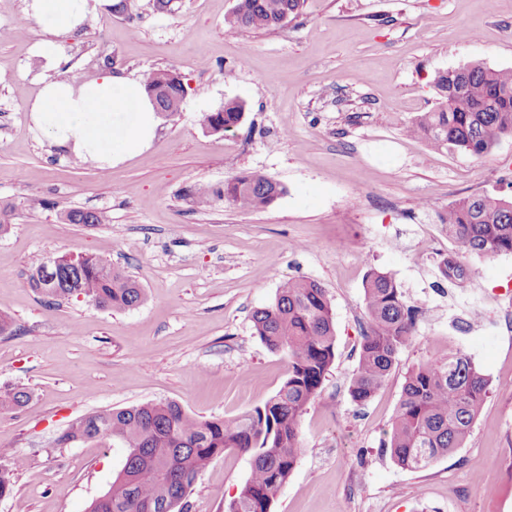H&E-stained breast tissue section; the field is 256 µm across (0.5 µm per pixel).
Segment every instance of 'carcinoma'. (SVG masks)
<instances>
[{
  "mask_svg": "<svg viewBox=\"0 0 512 512\" xmlns=\"http://www.w3.org/2000/svg\"><path fill=\"white\" fill-rule=\"evenodd\" d=\"M305 0H239L232 29L269 30L297 16ZM148 97L169 108L182 103L185 88L164 69L145 74ZM435 105L407 126L408 134L451 153L482 158L504 138H512V69L473 63L438 71L432 78ZM243 104L228 100L203 114L211 132H229L241 123ZM284 188L258 172H242L224 188L198 185L189 194L224 201L245 211L263 210ZM451 243L437 264L438 275L463 283L473 274L471 260L512 254V198L467 196L437 214ZM101 216L73 209L68 224L93 225ZM56 266L32 268L27 287L50 301L83 296L106 310L141 306V285L122 269L93 255L56 257ZM367 327L361 334L349 395L365 404L385 384L402 348L415 336L418 307L410 304L395 277L372 269L363 284ZM253 335L272 352L288 355V377L263 404L234 418L198 419L178 403L148 402L91 412L57 439L60 445L86 441L119 442L125 461L108 490L88 512H181L201 471L227 450L249 455L250 473L224 512H271L303 449L299 425L318 395L336 358V334L326 288L311 279H290L274 302L253 311ZM492 385L467 355L457 351L444 362H427L408 371L396 414L387 432L393 461L423 470L463 447ZM31 393L21 386L0 389V411L26 407Z\"/></svg>",
  "mask_w": 512,
  "mask_h": 512,
  "instance_id": "carcinoma-1",
  "label": "carcinoma"
}]
</instances>
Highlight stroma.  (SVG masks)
I'll list each match as a JSON object with an SVG mask.
<instances>
[{
	"instance_id": "stroma-1",
	"label": "stroma",
	"mask_w": 512,
	"mask_h": 512,
	"mask_svg": "<svg viewBox=\"0 0 512 512\" xmlns=\"http://www.w3.org/2000/svg\"><path fill=\"white\" fill-rule=\"evenodd\" d=\"M238 0H129L97 7L65 37L60 64L38 58L25 0H0V387L33 394L0 412V448L13 490L0 512H87L122 468L119 445L57 444L95 410L173 401L201 418L261 405L288 376V359L252 334L251 314L285 280L326 288L336 360L303 415V452L272 512H512V255L474 260L461 284L442 280L435 222L449 202L512 197V139L474 158L434 149L407 125L430 111L435 71L482 61L512 68V0H306L284 26L230 31ZM106 68L175 71L180 114L159 118L148 149L111 170L76 166L33 128L43 82ZM243 103L239 126L206 132L202 115ZM258 171L284 189L269 208L196 203L197 185ZM100 213L94 225L64 213ZM90 254L124 269L147 300L103 310L83 299L46 303L27 288L31 267ZM393 274L419 309L414 340L366 404L348 387L367 322L363 281ZM460 351L492 380L462 448L430 467L398 466L381 442L406 373ZM250 472L230 450L201 473L185 512H224Z\"/></svg>"
}]
</instances>
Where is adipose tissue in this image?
I'll use <instances>...</instances> for the list:
<instances>
[{"label":"adipose tissue","mask_w":512,"mask_h":512,"mask_svg":"<svg viewBox=\"0 0 512 512\" xmlns=\"http://www.w3.org/2000/svg\"><path fill=\"white\" fill-rule=\"evenodd\" d=\"M90 12V0H26V14L41 31L37 54L60 58L61 37L78 30ZM30 112L38 132L104 171L147 149L157 127L142 81L109 69L44 83Z\"/></svg>","instance_id":"adipose-tissue-1"}]
</instances>
